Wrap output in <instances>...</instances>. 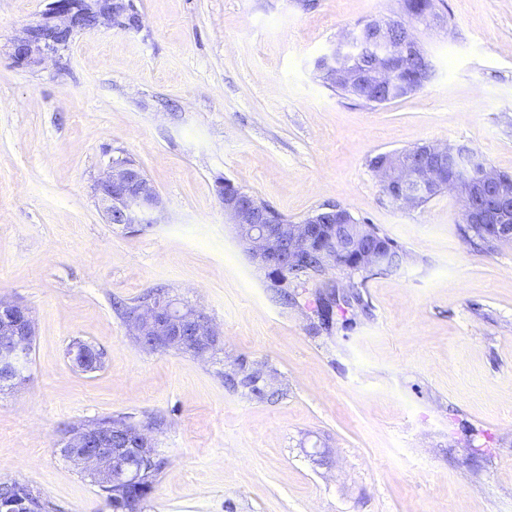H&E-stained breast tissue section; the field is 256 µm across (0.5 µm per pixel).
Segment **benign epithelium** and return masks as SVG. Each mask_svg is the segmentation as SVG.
Segmentation results:
<instances>
[{
    "label": "benign epithelium",
    "instance_id": "7a95c632",
    "mask_svg": "<svg viewBox=\"0 0 512 512\" xmlns=\"http://www.w3.org/2000/svg\"><path fill=\"white\" fill-rule=\"evenodd\" d=\"M134 0H48L40 18L28 25L11 45V56L21 67H33L62 57L76 35L102 25L122 30L141 27ZM408 58L426 80L434 76V65L415 34L406 24L397 29L390 20H369L343 33L337 44L320 59L319 71L332 84L353 89L361 84L381 87L396 76L392 62ZM384 193L405 208H417L439 191L444 181L459 194L472 189L476 200L466 208L471 224H487L499 238H512L507 213L512 194L507 180L476 153L448 143H424L412 157L400 162L395 152L376 157L373 166ZM93 190L107 223L134 229L158 224L162 200L153 183L133 162L109 157ZM224 215L233 224L238 241L252 259L266 270L300 264L310 246L324 256L326 265L344 266L354 254L356 268L366 270L383 262L379 233L354 222L343 207L329 205L293 224L273 219V208L239 188L224 189L218 182ZM131 332L145 337L147 347L192 346L198 355L214 349L217 333L195 308L167 298L146 302L127 316ZM35 327L28 308L0 299V382L16 385L25 380ZM130 443L119 448L112 431L69 429L61 439V452L82 470L106 485L123 477V459L130 455L144 464L156 455L155 442L147 428L133 425L122 434Z\"/></svg>",
    "mask_w": 512,
    "mask_h": 512
}]
</instances>
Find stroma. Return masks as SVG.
I'll return each instance as SVG.
<instances>
[{
	"label": "stroma",
	"instance_id": "obj_1",
	"mask_svg": "<svg viewBox=\"0 0 512 512\" xmlns=\"http://www.w3.org/2000/svg\"><path fill=\"white\" fill-rule=\"evenodd\" d=\"M435 3L443 24L417 28L432 80L373 106L317 62L400 0H135L139 29L33 69L10 46L47 0H0V298L35 323L25 382L0 390V481L111 512L59 441L122 417L165 461L145 512H512V243L474 248L455 193L402 208L370 166L448 142L512 173V0ZM118 154L162 198L147 231L93 194ZM221 178L294 222L340 205L408 258L272 286ZM156 288L210 320L215 351L135 341L125 310ZM76 341L103 366L76 368Z\"/></svg>",
	"mask_w": 512,
	"mask_h": 512
}]
</instances>
